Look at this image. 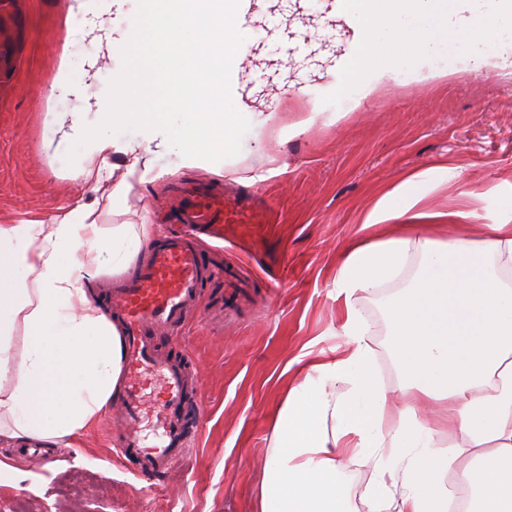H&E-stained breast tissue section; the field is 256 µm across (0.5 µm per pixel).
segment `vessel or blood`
<instances>
[{
    "label": "vessel or blood",
    "mask_w": 512,
    "mask_h": 512,
    "mask_svg": "<svg viewBox=\"0 0 512 512\" xmlns=\"http://www.w3.org/2000/svg\"><path fill=\"white\" fill-rule=\"evenodd\" d=\"M179 231L149 243L145 257L105 304L107 316L123 330L124 389L121 423L124 435L116 453L130 459L140 475H157L180 459L199 433L205 415L200 401L189 400L188 374L193 363L161 356L160 332L180 330L190 301L201 299L211 282L224 278L220 268L205 267L197 236L220 240L231 224H253L258 208L247 198L232 199L201 183L180 186ZM159 379V443L147 444L140 434L142 391L146 381Z\"/></svg>",
    "instance_id": "obj_1"
}]
</instances>
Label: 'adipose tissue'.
I'll use <instances>...</instances> for the list:
<instances>
[{
  "instance_id": "1",
  "label": "adipose tissue",
  "mask_w": 512,
  "mask_h": 512,
  "mask_svg": "<svg viewBox=\"0 0 512 512\" xmlns=\"http://www.w3.org/2000/svg\"><path fill=\"white\" fill-rule=\"evenodd\" d=\"M228 0H140L124 30L98 40L101 55L133 57L113 71L116 96L94 98L76 86L78 105L55 119L56 131L86 163H97L94 201L76 200L51 224L0 225V417L15 438L58 441L83 434L118 386L121 335L90 285L92 270H127L151 224L107 230L96 203L122 207L132 178H146L158 157L211 169L224 141L243 128L263 129L259 113L227 110L235 71L220 46L240 40ZM135 126L139 137L116 129ZM121 156L120 181L105 174ZM427 173L383 192L361 221L371 239L348 242L336 256L331 294L344 308L347 349L308 360L272 416L273 447L255 495V512H349L344 455L401 451L397 477L378 476L368 491L372 512H448L442 476L456 459L436 454L438 438L458 430L478 460L460 471L472 490L470 512H512V216L482 228L478 240H442L455 213L423 210ZM417 275L390 301L388 334L408 403L386 429L387 391L369 344L371 325L359 296L401 276ZM22 331L25 352L11 363ZM434 417L419 420L418 408Z\"/></svg>"
}]
</instances>
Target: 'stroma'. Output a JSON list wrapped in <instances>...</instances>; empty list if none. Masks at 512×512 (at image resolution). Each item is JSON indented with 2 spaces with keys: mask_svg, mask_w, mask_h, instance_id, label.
I'll use <instances>...</instances> for the list:
<instances>
[{
  "mask_svg": "<svg viewBox=\"0 0 512 512\" xmlns=\"http://www.w3.org/2000/svg\"><path fill=\"white\" fill-rule=\"evenodd\" d=\"M136 0H89L66 19L65 0H14L0 56V225L49 221L91 184L78 174L71 143L54 136L51 117L74 111V94L52 88L60 62L72 81L85 72L93 93L111 97L113 69L127 56L96 59L90 33L124 25ZM255 18L279 34L255 39L238 68V97L252 111L273 113L262 137L241 130L224 149L231 165L216 174L182 168L176 154L160 157L145 182L135 183L121 210L99 204L105 228L163 226L175 188L197 181L231 196H255L256 224H236L223 250L205 249L220 264L229 288L209 293L189 314L172 356L197 363L188 387L201 397L205 422L172 469L139 478L113 453L121 428L117 403L95 426L57 443L58 460L45 465L20 455L24 442L0 437V461L15 475L0 480V501L24 498L28 512H252L271 446L269 411L301 380L302 354L344 347L337 303L328 285L336 255L361 237L359 218L380 193L428 172L421 208L460 213L452 237L500 220L512 201V51L485 59L475 75L436 58L423 59V79L397 73L352 104L335 105L332 122L308 123L322 86L350 44L351 32L332 18L326 0L306 15L297 0H256ZM408 267L377 294L360 298L372 325L379 375L394 405L406 395L388 349L386 306L415 277ZM351 512H370L374 462L344 460Z\"/></svg>",
  "mask_w": 512,
  "mask_h": 512,
  "instance_id": "obj_1",
  "label": "stroma"
}]
</instances>
